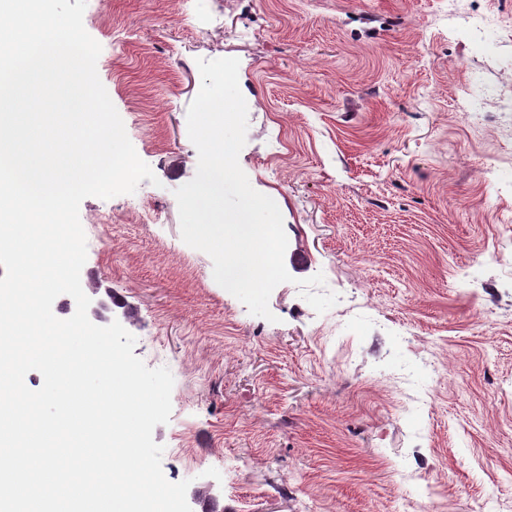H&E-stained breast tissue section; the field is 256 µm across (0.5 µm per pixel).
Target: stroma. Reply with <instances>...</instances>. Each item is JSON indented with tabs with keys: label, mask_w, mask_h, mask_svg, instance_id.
<instances>
[{
	"label": "stroma",
	"mask_w": 512,
	"mask_h": 512,
	"mask_svg": "<svg viewBox=\"0 0 512 512\" xmlns=\"http://www.w3.org/2000/svg\"><path fill=\"white\" fill-rule=\"evenodd\" d=\"M491 16L490 55L471 46ZM97 73L155 181L85 198L82 284L105 326L173 377L153 439L167 480L224 512H506L512 505V140L471 124V73L512 86V0H87ZM235 58L248 107L239 164L272 198L292 275L272 319L186 245L174 192L198 153V60ZM323 274L349 313L319 314ZM434 350L441 375L419 355ZM430 388L403 411L384 376Z\"/></svg>",
	"instance_id": "stroma-1"
}]
</instances>
